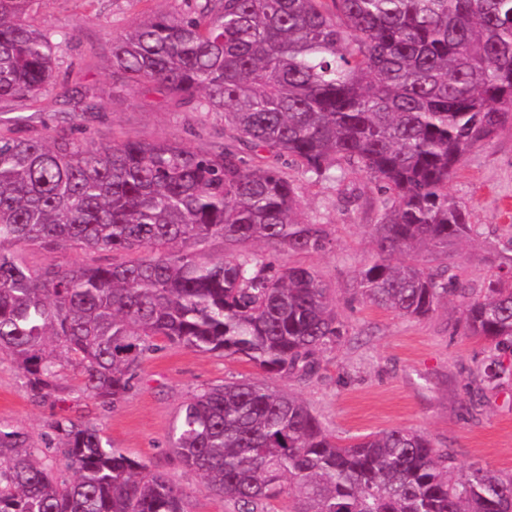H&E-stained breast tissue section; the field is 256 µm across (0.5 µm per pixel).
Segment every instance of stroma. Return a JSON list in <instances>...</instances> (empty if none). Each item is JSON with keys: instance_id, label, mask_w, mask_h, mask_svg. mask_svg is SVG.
<instances>
[{"instance_id": "stroma-1", "label": "stroma", "mask_w": 512, "mask_h": 512, "mask_svg": "<svg viewBox=\"0 0 512 512\" xmlns=\"http://www.w3.org/2000/svg\"><path fill=\"white\" fill-rule=\"evenodd\" d=\"M192 0H41L36 23L70 38L59 53L66 83L92 88L100 111L78 121L85 137L98 144L136 134L147 139L201 148L220 115L191 111L158 87H128L113 81L112 40L136 20L179 15ZM358 200L349 207L337 200L335 185L301 183L300 205L307 219L330 225L333 243L326 251L284 254L282 264L315 268L348 327L341 344L323 352L320 370L309 380L265 377L245 358L202 353L169 345L153 353L134 388L118 403L104 406L86 397L72 367L61 372L60 389L39 401L12 360L0 355V423L33 437L48 435L58 415L94 423L113 447L164 473L187 495L188 512H238L215 495L206 482L187 471L166 446L181 405L196 390L235 379H267L297 395L319 418L327 433L350 441L404 427L448 450L457 469L480 464L512 474V381L488 383L490 350L464 334L458 301L442 303L429 317L409 319L361 301L356 275L372 256L370 231L379 220L376 191L363 174L347 182ZM448 195L465 205L478 229L463 249L447 256L423 253L429 266H461L468 287L481 291L493 268L491 257L512 243V126L471 151L448 183ZM32 266L106 264L111 254L67 247L30 250Z\"/></svg>"}]
</instances>
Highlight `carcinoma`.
Listing matches in <instances>:
<instances>
[{
  "label": "carcinoma",
  "mask_w": 512,
  "mask_h": 512,
  "mask_svg": "<svg viewBox=\"0 0 512 512\" xmlns=\"http://www.w3.org/2000/svg\"><path fill=\"white\" fill-rule=\"evenodd\" d=\"M38 4L0 0V101L56 85L67 34L35 24ZM112 73L224 128L190 149L137 135L96 144L67 112L53 127L35 113L0 118V351L34 398L57 391L65 361L89 397L114 405L159 339L316 376L347 329L314 268L272 260L333 243L301 213L292 167L312 184L363 173L383 193L362 301L424 318L459 300L464 333L493 352L490 381L512 379V256L478 296L448 268L404 259L446 256L474 233L448 181L512 125V0H195L115 37ZM64 94L102 108L83 85ZM215 238L217 257L203 250ZM68 245L127 259L36 268L25 255ZM51 428L69 480L42 463L49 443L0 424V512H188L182 488L91 422L60 415ZM166 445L239 512L284 498L288 512H512L511 476L460 474L406 428L341 443L261 381L197 390Z\"/></svg>",
  "instance_id": "cac0c4a2"
}]
</instances>
